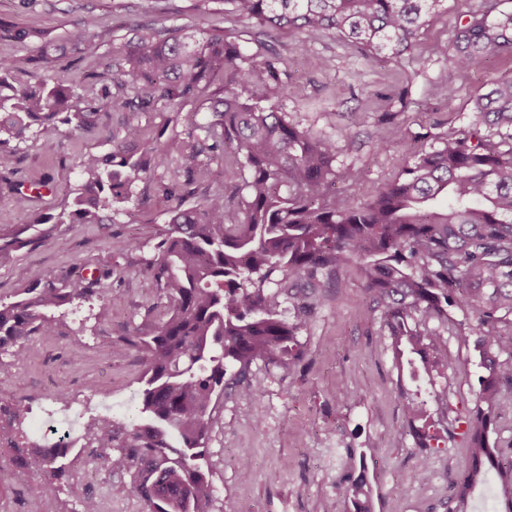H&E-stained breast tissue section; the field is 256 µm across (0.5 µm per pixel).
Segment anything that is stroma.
<instances>
[{
    "label": "stroma",
    "instance_id": "stroma-1",
    "mask_svg": "<svg viewBox=\"0 0 512 512\" xmlns=\"http://www.w3.org/2000/svg\"><path fill=\"white\" fill-rule=\"evenodd\" d=\"M488 3L445 0L410 54L367 63L331 33L308 36L302 51L295 48L297 35L285 29L265 41L253 21L225 19L223 0H0V20L10 28L0 33V57L14 60L17 79H26L29 59L41 40H50L60 46L53 70L97 97L112 85L103 59L132 26H176L201 39L223 28L244 41L249 54L262 57L272 49L281 56L280 78L289 92L284 98L271 95L270 101L290 119L340 145L355 134V150L340 148L336 168H359L362 177L355 183L337 181L336 197L358 204L395 178L415 152L471 124L474 99L512 79L509 52L465 72L431 54L435 44L455 46L460 20ZM89 14L99 20L102 47L96 57L68 43L69 32ZM29 28L41 30L42 38L15 39V32ZM114 98L76 136L46 137L33 130L25 141H12L14 157L0 168V237L11 238L35 217L57 215L78 185L80 157L111 151L113 137L157 136L172 147L184 139L175 113L133 112L124 105L125 94ZM399 123L404 135L398 139ZM175 177L171 168L161 178L137 182L114 223L54 224L40 244L0 253L2 300L48 276L98 278L112 298L110 320L96 321L94 302L83 303L53 335L32 337L35 352L26 362L0 359V402L38 411L55 389L70 400L105 392L125 406L117 421L139 422L138 378L144 365L140 352L123 345L122 338L126 328L154 320L150 307L162 297L140 259L152 256L168 212L178 203L164 189ZM17 189L29 197L21 209L5 202ZM116 240L140 248L114 261ZM310 299L312 313L298 336L301 358L288 368L254 362L242 384L227 386L213 406L207 448L216 492L210 512H346L342 490L362 472L374 489L375 512H452V484L470 463L466 444L440 439L439 452L428 460L430 479L419 480L405 399H425L432 420L444 428L457 415L476 410L475 352L454 334L463 313L439 325L446 367L433 382H416L379 342L381 309L362 287L357 269H348L339 284L317 289ZM435 391L445 393L447 406L430 402ZM352 449L366 451L367 470L350 459ZM244 459L251 470L246 480L239 475ZM74 471L72 487L61 491L46 486L33 469H18V483L0 488V512H29L42 490L60 512H74L87 495L104 501L108 512H142L125 477L81 457Z\"/></svg>",
    "mask_w": 512,
    "mask_h": 512
}]
</instances>
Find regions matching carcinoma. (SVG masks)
<instances>
[{"label": "carcinoma", "mask_w": 512, "mask_h": 512, "mask_svg": "<svg viewBox=\"0 0 512 512\" xmlns=\"http://www.w3.org/2000/svg\"><path fill=\"white\" fill-rule=\"evenodd\" d=\"M236 15L271 30L332 31L367 61L400 58L410 52L421 30L443 0H224ZM98 20L84 18L70 40L95 56L100 49ZM512 52V10L495 0L469 16L457 37L459 69L480 58ZM55 47L42 45L29 80L14 85L15 66L0 58V166L7 150L32 127L47 135L73 134L92 123L95 99L49 70ZM112 85L134 92L138 108L158 112L187 103L206 107L183 116L177 172L184 182L171 193L210 182L208 153L232 157L243 172L231 204L217 190L204 201L169 211L151 257L143 265L167 299L158 321L133 328L134 345L146 371L141 378L142 419L129 426L103 419L88 440L100 448V465L128 477L127 489L145 512H206L214 486L203 460L214 399L224 393L231 366L245 373L261 360L286 367L302 355L297 339L309 305L293 319L282 317V289L314 290L320 278H340L357 265L363 288L383 306L380 336L390 339L395 358L406 360L413 378L431 380L444 361L428 353L436 328L419 322L448 319L451 310L472 319L459 324L463 343L477 337L478 399L486 408L463 421L460 436L470 466L453 484L455 512H466L472 491L490 472L501 478V492L512 512V457L490 441L502 382H512V80L498 83L474 103L475 121L414 154L394 180L367 201L351 206L329 197L336 182V139L314 137L288 120V113L265 105L266 91L288 95L279 82L283 63L274 51L256 61L240 40L213 29L198 40L174 26L135 30L117 48ZM165 144L157 139H116L105 154H85L78 162L80 184L56 216L28 224L34 234L0 243V252L19 249L45 236L40 224H104L106 211L131 200L132 187L156 176L166 164ZM96 299L95 318L112 317L105 289L84 277H48L0 300V354L15 363L30 357V336H47L76 306ZM509 358L499 360L498 354ZM416 424L421 479L427 461L439 451L424 403L407 401ZM68 452L34 448L44 480L69 485ZM28 457V458H30ZM17 457V467L29 465ZM343 495L352 512H374L371 488L356 478Z\"/></svg>", "instance_id": "obj_1"}]
</instances>
